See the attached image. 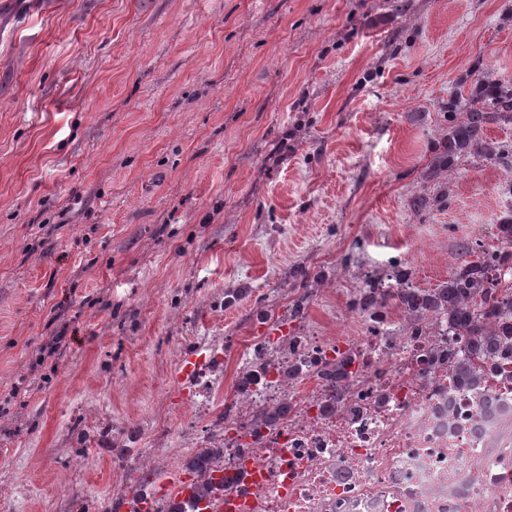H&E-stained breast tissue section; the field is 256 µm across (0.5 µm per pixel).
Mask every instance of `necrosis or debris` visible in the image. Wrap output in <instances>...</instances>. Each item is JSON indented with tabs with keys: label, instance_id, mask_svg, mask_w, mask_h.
I'll use <instances>...</instances> for the list:
<instances>
[{
	"label": "necrosis or debris",
	"instance_id": "necrosis-or-debris-1",
	"mask_svg": "<svg viewBox=\"0 0 512 512\" xmlns=\"http://www.w3.org/2000/svg\"><path fill=\"white\" fill-rule=\"evenodd\" d=\"M339 319L361 333L254 344L250 381L224 412L226 483L206 512H512V417L482 407L491 396L512 410V380L490 361L480 389L457 385L448 350L461 342L438 323L403 336L387 313ZM344 351L355 362L340 398L319 371ZM294 364L290 382L281 371ZM282 402L286 417L253 435L254 415Z\"/></svg>",
	"mask_w": 512,
	"mask_h": 512
}]
</instances>
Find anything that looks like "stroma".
<instances>
[{"mask_svg": "<svg viewBox=\"0 0 512 512\" xmlns=\"http://www.w3.org/2000/svg\"><path fill=\"white\" fill-rule=\"evenodd\" d=\"M479 62L512 82V0H0V512L181 472L254 337L356 335L385 244L422 289L495 246L501 166L410 209ZM297 268L325 281L292 319ZM364 288H359L351 298L349 304L355 310L370 312L376 308L385 306V293L370 280H365ZM211 359L212 355L201 349L187 354L180 363L177 378L182 382L190 381L211 361Z\"/></svg>", "mask_w": 512, "mask_h": 512, "instance_id": "35a3bbf8", "label": "stroma"}]
</instances>
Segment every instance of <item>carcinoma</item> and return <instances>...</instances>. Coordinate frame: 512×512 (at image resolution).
I'll return each instance as SVG.
<instances>
[{
	"instance_id": "carcinoma-1",
	"label": "carcinoma",
	"mask_w": 512,
	"mask_h": 512,
	"mask_svg": "<svg viewBox=\"0 0 512 512\" xmlns=\"http://www.w3.org/2000/svg\"><path fill=\"white\" fill-rule=\"evenodd\" d=\"M448 130L444 132L432 162V173L448 172L435 196H418L412 201L415 211L443 206L451 197L455 164L473 156L493 165L512 169V142L488 135L493 126L512 127V83L501 81L485 69L470 87L460 82L448 96V111L443 113ZM498 245L483 249L478 243L461 241L456 244L457 265L436 288H414L408 284L410 273L404 269L393 272L402 285L396 294L398 305L405 314L403 327L416 328L431 320L448 325V331L464 339L463 356L454 366L456 382L479 387L484 381L482 363L501 356L512 348V287L504 284L512 276V209L503 213L496 225ZM312 281L303 270L294 271L289 279V291L296 295L290 316L302 315L310 294ZM385 306V293L367 280L365 287L353 295L350 307L370 312ZM353 359L347 356L325 363L321 375L336 384V401H341ZM284 407L257 412L254 426L272 427ZM187 470L195 475L188 485L190 495L183 501L172 500L166 512H195L203 502H210L217 485L214 474L224 472V442L214 440L195 449L184 461Z\"/></svg>"
}]
</instances>
